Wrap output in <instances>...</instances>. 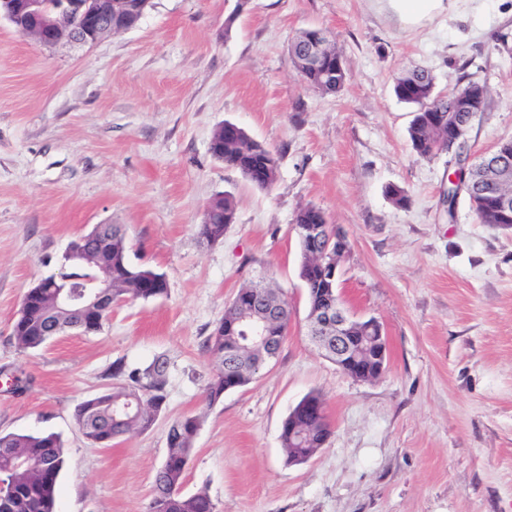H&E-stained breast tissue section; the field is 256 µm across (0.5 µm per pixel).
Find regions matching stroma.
<instances>
[{
  "instance_id": "35a3bbf8",
  "label": "stroma",
  "mask_w": 512,
  "mask_h": 512,
  "mask_svg": "<svg viewBox=\"0 0 512 512\" xmlns=\"http://www.w3.org/2000/svg\"><path fill=\"white\" fill-rule=\"evenodd\" d=\"M418 26L386 0H151L140 22L96 44L53 47L0 19V433L58 434L57 512H146L177 419L201 424L182 491L215 512H512V228L442 198L456 165L413 151L410 106L393 92L422 68L435 90L487 85L471 155L512 137V0H445ZM331 32L348 71L324 94L289 54L295 34ZM279 157L263 190L211 151L224 123ZM400 187L407 206L387 186ZM235 224L199 234L211 198ZM320 209L349 249L339 290L389 340L381 377L360 382L307 335L293 219ZM122 225L132 262L163 272L166 295L113 306L95 334L20 350L13 325L31 284L59 273L72 239ZM274 279L289 304L273 361L207 404L216 366L201 345L241 288ZM163 354L153 426L102 447L76 419L111 392L114 362ZM321 394L324 448L291 465L282 424ZM236 214V202L228 193L218 194L211 199L207 208L205 218L213 220V224L203 221L200 234L208 241L215 242L224 237V231L229 224H234ZM214 219H216L214 221Z\"/></svg>"
}]
</instances>
